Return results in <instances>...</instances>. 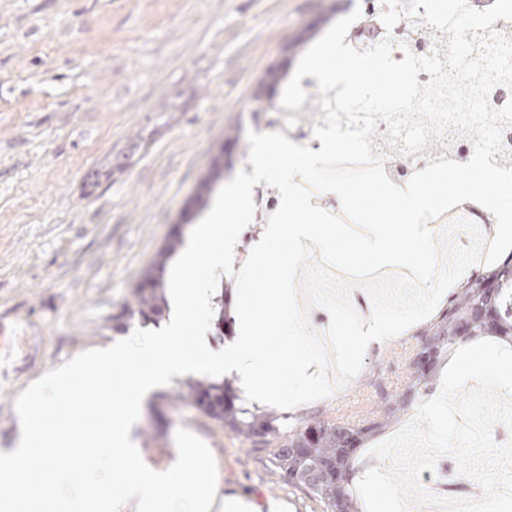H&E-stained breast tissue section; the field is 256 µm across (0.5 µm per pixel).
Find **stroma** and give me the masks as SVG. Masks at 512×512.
<instances>
[{
    "mask_svg": "<svg viewBox=\"0 0 512 512\" xmlns=\"http://www.w3.org/2000/svg\"><path fill=\"white\" fill-rule=\"evenodd\" d=\"M362 0H0V322L25 338L0 352V452L15 448L17 396L78 354L129 333L115 319L181 211L227 149L247 162L255 90L267 67L295 72ZM307 42L294 44L301 28ZM291 52H284L286 43ZM240 127L245 137L227 143ZM419 325L367 350L359 374L289 409L281 429L360 402L381 412L414 370ZM144 403L133 442L165 469L185 428L212 450L220 491L322 512L285 483L269 447L246 441L176 394Z\"/></svg>",
    "mask_w": 512,
    "mask_h": 512,
    "instance_id": "stroma-1",
    "label": "stroma"
}]
</instances>
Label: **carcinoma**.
Instances as JSON below:
<instances>
[{
  "instance_id": "obj_1",
  "label": "carcinoma",
  "mask_w": 512,
  "mask_h": 512,
  "mask_svg": "<svg viewBox=\"0 0 512 512\" xmlns=\"http://www.w3.org/2000/svg\"><path fill=\"white\" fill-rule=\"evenodd\" d=\"M223 175L224 167L212 166L192 196L195 209L200 210L205 206L207 196ZM182 243L180 232L169 237L134 289V304L125 308L122 316L153 320L162 314L165 306L162 294L164 266ZM490 278H498L505 284L491 298L480 288L481 281ZM488 302L495 310L496 322L477 325L468 336L456 335L455 319L475 306ZM504 326L512 327V253L469 275L454 289L444 312L430 326L421 330L423 339L420 341L419 354L433 353L440 361L469 342L486 337L512 347V332L502 333ZM435 375L434 366H424L414 371L405 390L386 405V418L401 415L421 391L429 389ZM182 395L187 406L205 412L244 439L251 440L256 436L265 438L266 443L272 446L269 461L274 470L284 481L303 486L311 497L323 503V512H359L355 454L386 426V422L367 417L356 424H348L315 416L283 441L278 418L256 414L241 404L240 397L226 387L201 381L190 382L182 388Z\"/></svg>"
}]
</instances>
